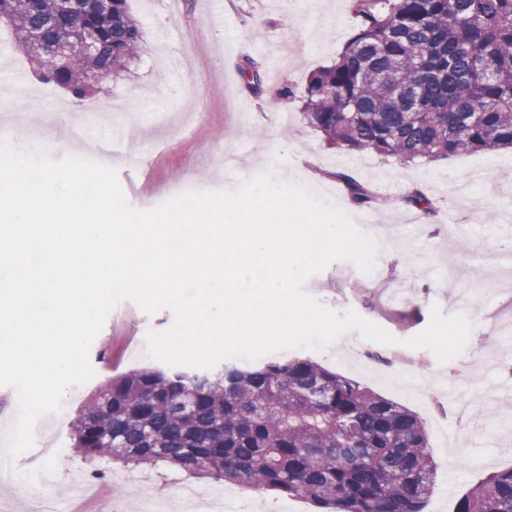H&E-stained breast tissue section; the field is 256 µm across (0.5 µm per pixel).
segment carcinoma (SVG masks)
Masks as SVG:
<instances>
[{"label":"carcinoma","instance_id":"cac0c4a2","mask_svg":"<svg viewBox=\"0 0 512 512\" xmlns=\"http://www.w3.org/2000/svg\"><path fill=\"white\" fill-rule=\"evenodd\" d=\"M355 10L356 33L301 92L304 119L328 143L403 163L512 148V0H355ZM0 25L41 80L79 100L144 51L128 0H0ZM86 31L95 51L60 55ZM242 75L261 92L257 62ZM334 177L353 203L377 202L350 174ZM402 202L435 212L416 188ZM72 439L91 459L165 463L326 512H424L435 475L414 412L300 358L211 374L132 370L84 405ZM455 512H512V468L465 491Z\"/></svg>","mask_w":512,"mask_h":512}]
</instances>
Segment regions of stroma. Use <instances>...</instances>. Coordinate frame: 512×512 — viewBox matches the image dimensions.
Segmentation results:
<instances>
[{"mask_svg":"<svg viewBox=\"0 0 512 512\" xmlns=\"http://www.w3.org/2000/svg\"><path fill=\"white\" fill-rule=\"evenodd\" d=\"M224 17L214 22L208 0H181L171 15L166 0H129L147 45L140 57L106 93L75 102L65 89L42 83L37 65L11 42L0 43V67L22 75L20 83L0 92V115L35 114L43 125L46 105L58 102L78 112L94 110L123 120L135 114L138 130H124L136 153L112 152V166L128 203L150 210L184 186L229 190L238 179L264 171L265 154L289 182L314 189L337 188L335 172L344 171L382 195L378 209L341 199L339 207L360 227L375 225L394 240L375 262L371 276L354 264L336 260L311 276L305 291L337 314L355 311L393 337L406 340L424 331L432 310L465 315L472 330L463 352L441 363L432 351L420 361L416 391L389 382L367 357L376 342L356 331L341 334L321 349H293L328 369L414 411L424 422L436 463L434 489L424 512H454L458 495L496 471L512 467L497 451L489 431L492 418L462 431H438L436 409L475 390H493L498 413L512 417V390L505 375L512 352L499 337L488 335L485 318L504 307L503 296L470 294L473 272L491 271L497 249L512 236L497 228L498 214L512 210V151L463 152L435 162L403 163L374 153L340 150L329 145L302 117L300 98L283 97L284 87L302 90L308 76L331 64L357 25L352 0H325L335 18L320 27L291 0H223ZM264 64L261 94L244 87L241 69L247 59ZM237 155L238 178L213 180L210 169L217 149ZM421 189L436 207L435 215L400 204L410 188ZM170 309L144 313L130 300L107 317L89 354L94 377L65 397L61 412L42 417L33 447L11 463L0 482V512H37L35 489L43 475L53 478L59 512H138L145 498L180 504L187 487L212 488L209 479L186 481L171 470L146 464L120 468L89 460L75 452L70 424L81 407L108 379L133 368L157 366L147 353L149 331L168 329ZM88 485L74 498L75 482Z\"/></svg>","mask_w":512,"mask_h":512,"instance_id":"stroma-1","label":"stroma"}]
</instances>
